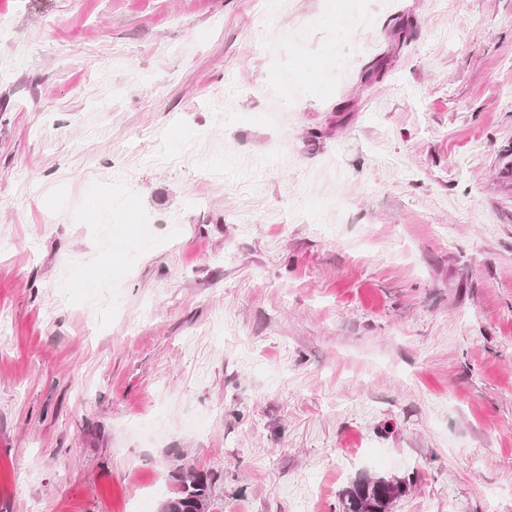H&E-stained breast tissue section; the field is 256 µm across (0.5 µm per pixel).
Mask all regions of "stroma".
<instances>
[{
  "mask_svg": "<svg viewBox=\"0 0 512 512\" xmlns=\"http://www.w3.org/2000/svg\"><path fill=\"white\" fill-rule=\"evenodd\" d=\"M180 468L512 512V0H0V512ZM416 483L413 476L354 480L341 497V512H388L393 500L403 496Z\"/></svg>",
  "mask_w": 512,
  "mask_h": 512,
  "instance_id": "35a3bbf8",
  "label": "stroma"
}]
</instances>
